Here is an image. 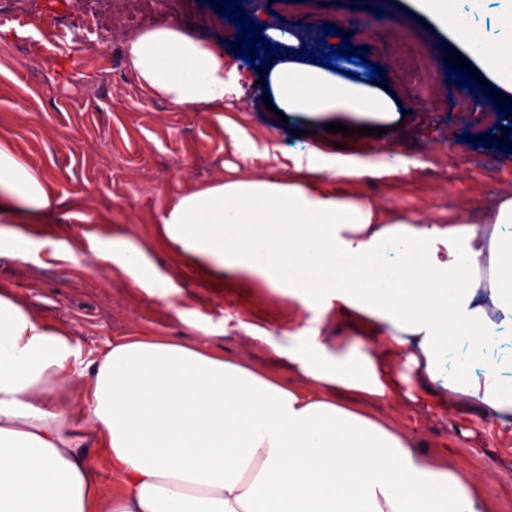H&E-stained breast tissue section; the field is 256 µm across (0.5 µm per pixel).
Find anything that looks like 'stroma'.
Masks as SVG:
<instances>
[{
  "mask_svg": "<svg viewBox=\"0 0 512 512\" xmlns=\"http://www.w3.org/2000/svg\"><path fill=\"white\" fill-rule=\"evenodd\" d=\"M135 9L134 0H0V27L24 31L21 38L0 40V138L49 180L55 195L50 223L19 227L28 241V261L0 256V289L65 330L75 399L83 391L84 368L123 336H173L265 367L267 340H281L284 329L306 325L303 315L289 317L287 296L230 278L206 281L189 256L160 240L158 219L169 199L223 180L236 167L251 177H287L288 152L315 141L310 122L277 121L257 100L260 75L250 68L242 73L239 96L212 109L182 111L150 95L125 58ZM222 10L218 0H160L142 23L148 29L179 24L203 44L223 48L225 62L232 64L239 44L226 36ZM50 12L81 27L88 40L103 36L112 43L113 77L102 78L85 47L63 42L46 49L41 20ZM251 16L265 29L324 21L349 34L355 48L384 61L385 87L416 99V111L399 114L398 128L378 138L343 140L346 154L405 162L408 172L350 180L340 191L371 196L387 212L447 225L464 214L481 217L499 197L512 196V153L485 142L486 136L512 130V117L496 115L476 91L470 112L453 111L462 90L446 81L442 48L448 37L409 0H365L357 8L350 0H264ZM394 16L423 50L424 76L439 88V99H418V85L389 66ZM81 55L86 62L78 70L73 62ZM228 124L239 131L238 142L225 134ZM267 149L275 150V158L256 160ZM90 213L94 221L85 222ZM119 239L148 246L153 271L172 281L167 298L147 293L129 274L95 258L94 248ZM384 415L452 467L488 480L496 512H512V434L477 415L458 419L406 407Z\"/></svg>",
  "mask_w": 512,
  "mask_h": 512,
  "instance_id": "1",
  "label": "stroma"
}]
</instances>
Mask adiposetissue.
<instances>
[{"instance_id": "ef3b65f1", "label": "adipose tissue", "mask_w": 512, "mask_h": 512, "mask_svg": "<svg viewBox=\"0 0 512 512\" xmlns=\"http://www.w3.org/2000/svg\"><path fill=\"white\" fill-rule=\"evenodd\" d=\"M489 43L456 0H413L460 53L512 91V0ZM141 86L182 110L223 101L222 54L169 24L126 45ZM259 93L316 126L392 122L372 82L287 57ZM288 181L233 178L170 201L164 238L214 277L288 297L312 319L271 344L293 377L170 336H124L68 404L67 334L0 290V512H494L487 486L443 465L380 413L399 398L492 416L512 433V197L483 227L421 224L336 183L402 166L319 146ZM52 185L0 141V220L40 224ZM149 293L162 280L122 243L98 252ZM340 326L335 342L324 323ZM94 441L98 452L83 448ZM108 468L118 492L99 478Z\"/></svg>"}]
</instances>
